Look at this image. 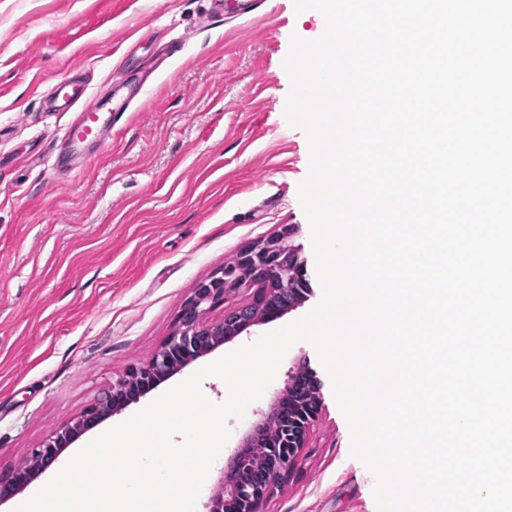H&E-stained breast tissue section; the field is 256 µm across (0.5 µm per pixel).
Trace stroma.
<instances>
[{
  "label": "stroma",
  "instance_id": "stroma-1",
  "mask_svg": "<svg viewBox=\"0 0 512 512\" xmlns=\"http://www.w3.org/2000/svg\"><path fill=\"white\" fill-rule=\"evenodd\" d=\"M322 34L315 11L260 0L217 15L212 0H0V471L26 460L113 380L149 361L193 288L251 243L293 227L311 291L163 381L309 312L321 299L297 197L303 130L284 109L291 35ZM182 50L163 67L166 44ZM80 73L94 95L140 89L125 126L79 168L51 147L74 112L43 111ZM322 382V411L287 478L259 512H377L374 477L350 455L348 425L314 348L295 344L214 461L196 503L299 365Z\"/></svg>",
  "mask_w": 512,
  "mask_h": 512
}]
</instances>
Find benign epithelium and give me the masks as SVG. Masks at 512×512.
<instances>
[{
	"instance_id": "benign-epithelium-1",
	"label": "benign epithelium",
	"mask_w": 512,
	"mask_h": 512,
	"mask_svg": "<svg viewBox=\"0 0 512 512\" xmlns=\"http://www.w3.org/2000/svg\"><path fill=\"white\" fill-rule=\"evenodd\" d=\"M294 229L286 227L276 237L258 241L238 253L237 264L224 267L221 275L210 279L209 284L195 288L183 305L177 330L168 338L160 351L146 364L132 367L125 376L112 382V386L88 407L80 416L63 421L57 430L43 444L32 449L29 457L20 465L0 473V504H4L38 479L61 456L66 448L82 435L96 428L112 415L130 404L139 401L164 380L175 375L196 359L209 354L224 342L240 335L250 327L263 323L260 318L248 324L230 329L224 320L199 323L201 315L224 302L228 291L241 288L250 280H273L288 284L294 273L305 269L299 248L287 242ZM288 249L293 264L286 268L271 261L273 253ZM308 418L305 423L292 428L291 451L265 487L264 494H270L277 483L288 475V470L305 448V442L313 422L321 411V400L307 406ZM268 419L263 415L249 431L242 448L233 458L231 468L239 469L245 464L247 449L254 445ZM240 502L255 493L251 484L239 481L234 484L219 478L208 501V512H223L224 497Z\"/></svg>"
}]
</instances>
